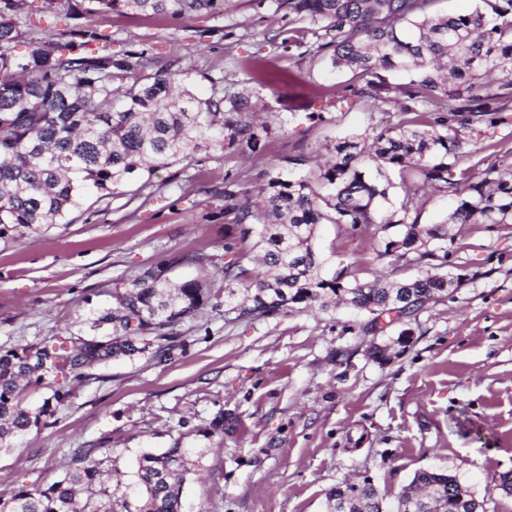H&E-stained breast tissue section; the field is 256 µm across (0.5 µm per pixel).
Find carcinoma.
I'll return each instance as SVG.
<instances>
[{"mask_svg":"<svg viewBox=\"0 0 512 512\" xmlns=\"http://www.w3.org/2000/svg\"><path fill=\"white\" fill-rule=\"evenodd\" d=\"M0 0V239H16L71 224L91 198L117 200L126 188L200 153L229 145L263 150L269 125L248 111V81L231 90L224 78H200L161 61L151 45L112 51L101 29L113 14L185 23L224 12V0ZM276 13L308 19L304 41L277 29L264 43L329 60L332 69L372 77L364 94L390 102L412 118L326 146L323 161L288 156L254 178L252 188L224 177V315L236 320L275 318L288 311L333 310L342 304L372 318L373 331L416 315L452 294L462 276L426 273L412 281L377 277L361 282L348 268L324 275L314 248L326 222L384 234L378 256L422 265L455 240L458 224H512V169L475 173L458 159L474 154L460 130L486 114L512 112V0H478L464 15L440 14L437 0H255ZM89 16L94 24L69 21ZM54 33L27 38L45 18ZM26 45L22 53L16 51ZM411 74L393 87L384 73ZM210 83V92L198 90ZM471 92L460 99V85ZM455 196L457 207L440 224L418 223L427 189ZM259 252L261 273L242 262L246 246ZM209 273L173 282L167 266L152 265L116 291L118 306L103 310L104 340L52 336L0 352V447L47 424L88 370L119 357L146 355L166 364L187 347L182 326L208 300ZM413 333L370 344L380 364L398 356ZM48 381L51 395L38 408L22 404L24 384ZM193 449L174 445L144 452L129 478L117 460L77 448L68 472L45 488L20 486L0 512H181ZM430 503L407 505L410 499ZM334 512H386L367 477L344 480L327 492ZM485 512L483 502L445 470L421 469L397 498L396 512Z\"/></svg>","mask_w":512,"mask_h":512,"instance_id":"obj_1","label":"carcinoma"}]
</instances>
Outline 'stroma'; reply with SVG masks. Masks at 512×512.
<instances>
[{
    "label": "stroma",
    "instance_id": "stroma-1",
    "mask_svg": "<svg viewBox=\"0 0 512 512\" xmlns=\"http://www.w3.org/2000/svg\"><path fill=\"white\" fill-rule=\"evenodd\" d=\"M284 23L252 0H226L223 16L197 17L188 31L168 20L109 18L113 50L147 41L164 59L228 84L242 79L240 60L266 56L251 100L288 124L272 130L261 156L229 146L158 171L128 205L101 200L73 223L0 240V351L65 332L104 338L94 318L143 267L168 263L176 282L196 273L182 264L185 254L202 255L209 269L223 265L214 191L225 176L251 178L284 157L371 133L381 110L360 93L365 76L271 56L263 34ZM210 27L231 36L216 40ZM471 138L484 166L512 165V112L476 124ZM457 230L448 267L462 286L373 334L362 330L366 314L343 308L228 323L224 285L211 281L207 302L185 325L183 355L166 365L145 356L99 365L49 425L0 448V496L57 480L75 448L119 457L127 473L142 452L177 444L205 451L183 486L184 512H327L331 487L366 476L391 505L429 468L456 475L486 512H512V496L498 487L512 471V224ZM380 240L333 224L315 234L330 266L359 280L421 274L378 258ZM405 327L413 343L401 356L385 366L368 358L372 341ZM339 347L351 354L342 367L331 360ZM220 411L233 418L229 430L205 436Z\"/></svg>",
    "mask_w": 512,
    "mask_h": 512
}]
</instances>
